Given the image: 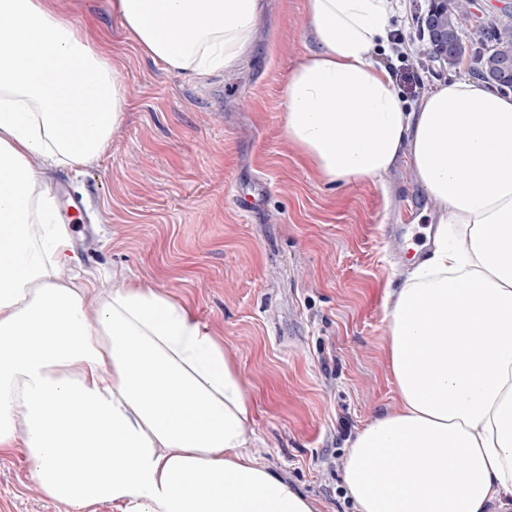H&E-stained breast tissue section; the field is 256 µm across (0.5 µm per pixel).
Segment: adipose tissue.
<instances>
[{
    "label": "adipose tissue",
    "instance_id": "1",
    "mask_svg": "<svg viewBox=\"0 0 512 512\" xmlns=\"http://www.w3.org/2000/svg\"><path fill=\"white\" fill-rule=\"evenodd\" d=\"M304 4L316 48L286 82L285 137L331 183L408 162L433 204L424 252L388 291L399 403L350 441L346 495L354 512H512V93L456 77L407 105L375 62L396 0ZM261 11L112 0L143 52L199 75L241 64ZM0 43V455L24 446L64 512H316L248 452L253 403L191 307L132 281L60 283L70 237L30 160L99 156L126 96L51 0H0Z\"/></svg>",
    "mask_w": 512,
    "mask_h": 512
}]
</instances>
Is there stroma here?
<instances>
[{
  "instance_id": "stroma-1",
  "label": "stroma",
  "mask_w": 512,
  "mask_h": 512,
  "mask_svg": "<svg viewBox=\"0 0 512 512\" xmlns=\"http://www.w3.org/2000/svg\"><path fill=\"white\" fill-rule=\"evenodd\" d=\"M402 2L400 52L377 61L413 105L474 62H422L412 42L429 0ZM54 8L104 44L127 98L96 159L72 169L30 161L58 208L71 193L84 200L80 220L67 222L72 259L60 280H127L186 299L254 402L250 453L318 512H346L348 442L397 402L386 286L431 201L405 164L384 187L333 185L301 164L283 134L282 90L315 47L303 0H265L242 66L205 77L142 53L110 0ZM0 512H62L30 479L23 449L0 457Z\"/></svg>"
}]
</instances>
